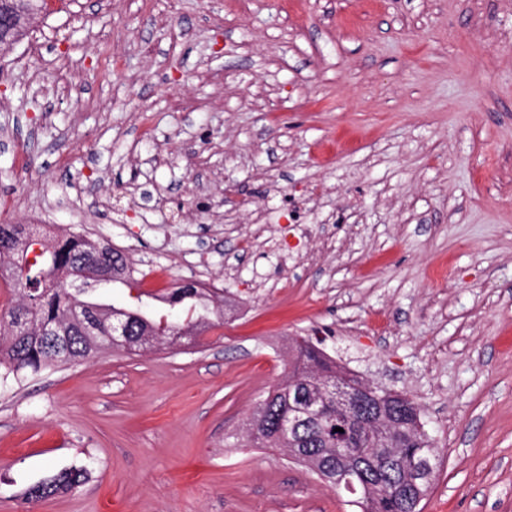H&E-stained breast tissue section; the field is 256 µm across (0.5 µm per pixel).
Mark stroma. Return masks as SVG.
I'll list each match as a JSON object with an SVG mask.
<instances>
[{
	"label": "stroma",
	"mask_w": 512,
	"mask_h": 512,
	"mask_svg": "<svg viewBox=\"0 0 512 512\" xmlns=\"http://www.w3.org/2000/svg\"><path fill=\"white\" fill-rule=\"evenodd\" d=\"M32 207L224 321L0 377V512H356L246 445L297 337L418 405L422 512H512V0H48L0 50V224ZM58 474L54 475L55 477L53 479L43 483L47 486L48 497L72 489L81 484L88 477L86 468L69 469L65 470V472L60 475Z\"/></svg>",
	"instance_id": "stroma-1"
}]
</instances>
